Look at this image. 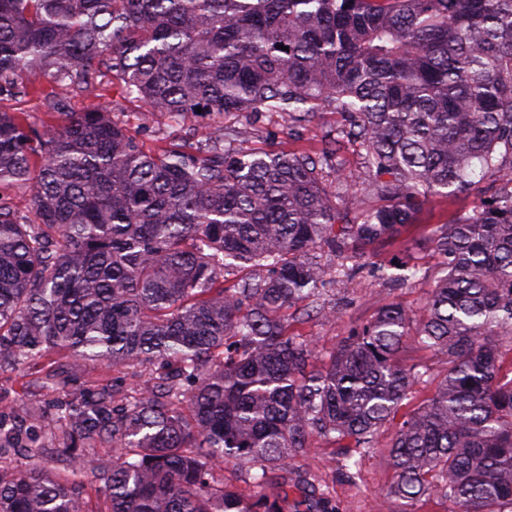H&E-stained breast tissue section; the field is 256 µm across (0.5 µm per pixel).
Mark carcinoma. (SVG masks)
<instances>
[{
    "label": "carcinoma",
    "mask_w": 512,
    "mask_h": 512,
    "mask_svg": "<svg viewBox=\"0 0 512 512\" xmlns=\"http://www.w3.org/2000/svg\"><path fill=\"white\" fill-rule=\"evenodd\" d=\"M30 74L90 96L108 74L173 118L341 122L311 153L238 150L230 125L156 153L95 106L51 123L0 108V371L57 349L69 361L48 387L90 361L172 367L133 395L117 378L78 389L47 431L39 400L21 424L0 412V512H91L86 476L98 512H284L312 439L347 442L352 478L388 422L389 512L430 495L512 512V0H0V98L25 103ZM485 182L476 213L422 243L442 263L423 317L387 304L316 365L284 311L335 317L315 301L318 253L354 259L344 288L417 282L407 248L364 259L430 196ZM238 268L251 276L224 285ZM417 349L448 369L406 411L432 378ZM231 460L252 464L250 493L217 471Z\"/></svg>",
    "instance_id": "1"
}]
</instances>
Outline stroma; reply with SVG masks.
I'll list each match as a JSON object with an SVG mask.
<instances>
[{
	"label": "stroma",
	"mask_w": 512,
	"mask_h": 512,
	"mask_svg": "<svg viewBox=\"0 0 512 512\" xmlns=\"http://www.w3.org/2000/svg\"><path fill=\"white\" fill-rule=\"evenodd\" d=\"M62 100L68 112H80L93 104L114 112L129 131L138 133L145 148L149 150L174 143H196L224 123L245 129L240 148L256 149L272 145L288 151H308L316 147L322 131L337 120L336 114L324 112L298 133L288 131L280 118L271 114L264 115L253 125L247 124L245 117L240 115H229L221 120L211 116L188 115L175 121L162 112L145 114L139 102L123 98L120 89L115 86L105 88L98 97L67 93ZM480 200L477 194L453 203L431 199L424 205L416 224L404 229L400 238L411 246L412 254L420 264L429 270H436V257L419 249V241L437 225L446 222L452 213L474 212ZM431 286V281L427 280L393 289L369 277L356 279L347 288L330 282L322 291L319 302L325 310L338 311V318L301 319L292 316L288 319V331L310 337L317 349L325 352L349 327L365 323L382 305L397 301L415 312H422ZM41 370L42 365L36 363L21 372L0 373V411L17 408L31 399L52 402L54 393L41 388L38 382ZM390 434V428L381 429L378 447L370 449L362 457L355 479H347L341 470L334 467L335 462L343 458V448L320 441L316 442L307 457L295 461L290 471L305 474L311 482L328 484L333 512H384L382 503L394 480V471L385 448Z\"/></svg>",
	"instance_id": "1"
}]
</instances>
